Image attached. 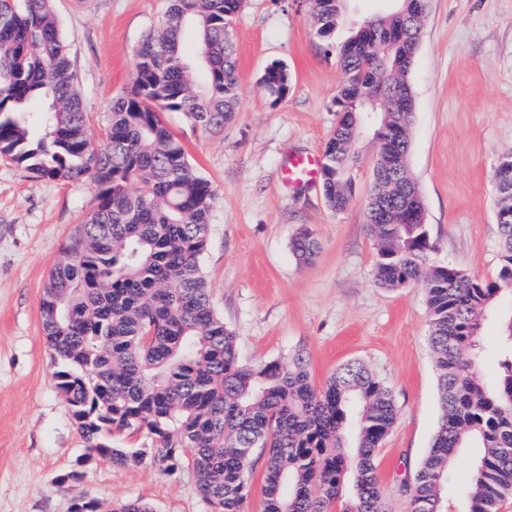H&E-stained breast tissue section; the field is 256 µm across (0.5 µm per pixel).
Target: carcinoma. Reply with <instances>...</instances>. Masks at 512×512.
<instances>
[{
    "label": "carcinoma",
    "instance_id": "obj_1",
    "mask_svg": "<svg viewBox=\"0 0 512 512\" xmlns=\"http://www.w3.org/2000/svg\"><path fill=\"white\" fill-rule=\"evenodd\" d=\"M346 0H313L315 35L336 53L338 120L325 143L321 187L347 208L367 126L376 136L367 229L375 281L422 288L438 375L440 420L409 485L411 512H447L440 486L475 449L462 512H498L512 495V150L495 169L499 268L491 280L431 258L424 207L409 170L415 116L408 59L429 0H397L353 23L336 43ZM241 0H166L142 40L127 91L112 105L104 146L90 139L70 44L52 0H0V154L33 177L89 180L92 210L61 245L44 285L43 335L60 366L57 387L90 456L117 467L143 459L112 447L142 431L159 472L190 467L216 512H245L250 462L267 451L263 512H385L375 456L397 412L389 388L362 362L341 365L317 390L306 357L251 366L214 309L201 268L217 190L160 118L181 112L218 132L239 105L231 25ZM197 54L183 52L187 32ZM201 67L207 79L193 80ZM270 95L288 91L285 66L266 69ZM304 263L319 242L307 225L291 243ZM501 323L493 383L479 376L482 333Z\"/></svg>",
    "mask_w": 512,
    "mask_h": 512
}]
</instances>
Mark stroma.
Here are the masks:
<instances>
[{"mask_svg": "<svg viewBox=\"0 0 512 512\" xmlns=\"http://www.w3.org/2000/svg\"><path fill=\"white\" fill-rule=\"evenodd\" d=\"M71 45L86 123L104 143L112 102L130 85L135 50L165 0H54ZM240 102L222 132L179 112L162 119L218 191L200 264L210 298L248 364L304 350L323 387L337 367L364 362L390 389L397 418L377 451L387 512H411L407 490L440 416L425 297L378 287L377 244L365 229L374 141L359 144L355 195L331 210L319 184L284 182L299 154H322L336 125L343 71L315 37L310 0H243L231 29ZM290 75L282 98L261 77ZM409 82L415 97L409 164L425 206L432 259L489 279L499 263L494 172L512 149V0H430ZM90 181H44L0 155V512H71L76 498L153 512H214L191 468L161 474L88 458L42 332L40 299L65 239L92 208ZM307 224L311 262L291 241ZM291 247L299 261L308 263L316 256L319 242L308 225H301L292 239Z\"/></svg>", "mask_w": 512, "mask_h": 512, "instance_id": "35a3bbf8", "label": "stroma"}]
</instances>
